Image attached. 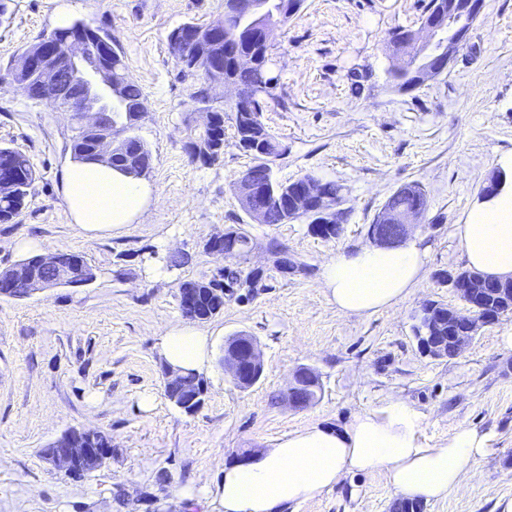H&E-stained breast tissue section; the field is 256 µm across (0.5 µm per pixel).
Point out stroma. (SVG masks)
Wrapping results in <instances>:
<instances>
[{
  "label": "stroma",
  "mask_w": 512,
  "mask_h": 512,
  "mask_svg": "<svg viewBox=\"0 0 512 512\" xmlns=\"http://www.w3.org/2000/svg\"><path fill=\"white\" fill-rule=\"evenodd\" d=\"M73 16L110 31L147 115L139 134L152 154L144 179L153 188L143 221L90 238L73 224L60 190L70 158L67 113L30 100L0 79V147L26 153L37 180L27 205L0 224V268L20 259L17 242L48 252L82 254L95 280L24 299L0 296V512H208L224 464L265 448L284 433L321 423L343 426L396 398L421 417L420 441L435 447L455 431L488 433L491 445L475 475L424 512H512V315L483 328L456 358L424 355L413 332L429 301L463 303L436 275L465 268L456 234L500 157L512 154V0H485L484 10L448 70L409 92L397 91L384 50L388 31L418 28L428 0H304L273 31L269 73L276 83L262 120L285 153L276 177L303 175L344 188L343 233L324 240L306 219L256 224L231 184L250 164L224 122V160L191 163L185 144L201 116L178 76L167 36L186 23L224 17V0H71ZM0 25V64L15 60L54 30L57 0H7ZM420 183L428 209L415 237L427 249L411 293L370 316L336 310L320 276L336 254L368 244V227L401 185ZM232 224L255 242L249 266L264 270L254 299H231L205 322L212 360L201 407L185 413L165 393L167 368L156 350L170 326L183 323L178 284L221 267L203 244ZM298 271L281 275L269 242ZM185 253L166 279L150 277L155 260ZM254 337L265 370L237 388L219 362L225 341ZM313 368L318 402L293 407L285 394L293 372ZM155 396L151 410L142 394ZM112 440L105 464L76 479L42 454L70 429ZM398 496L383 474L350 475L291 512H390Z\"/></svg>",
  "instance_id": "stroma-1"
}]
</instances>
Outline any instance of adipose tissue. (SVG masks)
<instances>
[{
  "instance_id": "ef3b65f1",
  "label": "adipose tissue",
  "mask_w": 512,
  "mask_h": 512,
  "mask_svg": "<svg viewBox=\"0 0 512 512\" xmlns=\"http://www.w3.org/2000/svg\"><path fill=\"white\" fill-rule=\"evenodd\" d=\"M61 179L72 222L92 236L133 223L146 212L153 194L142 178L95 161H69ZM492 184L456 233L472 270L493 279L512 278V158L499 161ZM424 257L417 239L395 247L361 246L330 258L321 283L339 311L369 316L415 288ZM157 352L174 372L200 374L210 364V335L192 325H176L160 336ZM420 424L415 410L389 399L340 428L313 424L285 433L270 447L225 465L215 512H288L347 475L377 472L402 498L429 502L446 496L471 477L489 438L464 428L447 444L429 448L419 441Z\"/></svg>"
}]
</instances>
